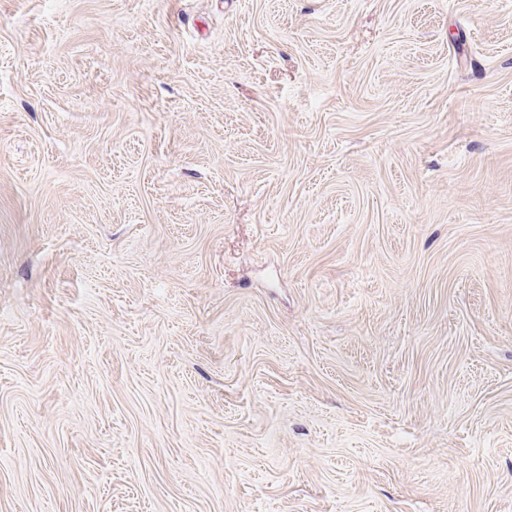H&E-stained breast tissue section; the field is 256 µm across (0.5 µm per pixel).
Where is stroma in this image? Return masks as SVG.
Instances as JSON below:
<instances>
[{"mask_svg": "<svg viewBox=\"0 0 512 512\" xmlns=\"http://www.w3.org/2000/svg\"><path fill=\"white\" fill-rule=\"evenodd\" d=\"M0 512H512V0H0Z\"/></svg>", "mask_w": 512, "mask_h": 512, "instance_id": "obj_1", "label": "stroma"}]
</instances>
